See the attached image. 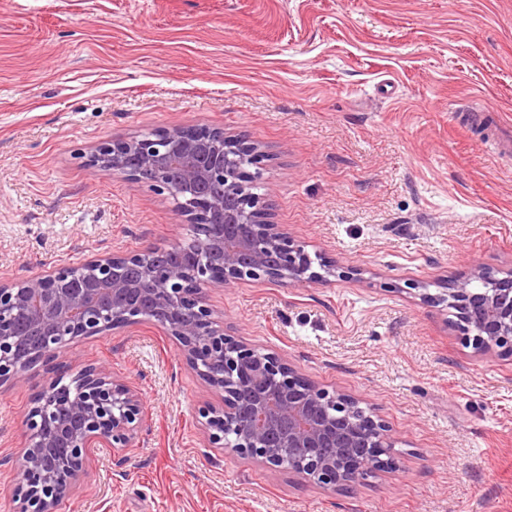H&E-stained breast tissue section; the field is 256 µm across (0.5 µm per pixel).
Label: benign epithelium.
I'll return each mask as SVG.
<instances>
[{
  "label": "benign epithelium",
  "mask_w": 512,
  "mask_h": 512,
  "mask_svg": "<svg viewBox=\"0 0 512 512\" xmlns=\"http://www.w3.org/2000/svg\"><path fill=\"white\" fill-rule=\"evenodd\" d=\"M255 146L222 129L171 127L155 136L97 147L90 166L164 194L197 236L112 252L84 264L0 280V385L44 373L24 417L28 444L14 479L21 512H56L87 466L95 444L122 452L136 446L145 407L129 382L104 367L59 360L78 339L151 320L178 344L186 362L224 405H204L207 440L272 468H286L329 490L351 491L396 464L388 427L345 393L306 378L279 356L227 334L207 291L243 280L299 285L345 277L336 263L312 258L305 242L265 218L266 201L249 191ZM222 184L215 193L211 188ZM422 300L454 309V327L476 352L512 356V269L480 267Z\"/></svg>",
  "instance_id": "benign-epithelium-1"
}]
</instances>
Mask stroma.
I'll return each instance as SVG.
<instances>
[{
    "label": "stroma",
    "instance_id": "1",
    "mask_svg": "<svg viewBox=\"0 0 512 512\" xmlns=\"http://www.w3.org/2000/svg\"><path fill=\"white\" fill-rule=\"evenodd\" d=\"M512 0H0V279L187 239L105 142L207 125L263 151L269 219L347 278L245 281L226 332L388 426L397 465L351 491L208 447L222 406L152 322L63 357L140 393L147 427L90 451L57 512H512V357L481 355L417 285L512 268ZM41 378L0 385V512Z\"/></svg>",
    "mask_w": 512,
    "mask_h": 512
}]
</instances>
